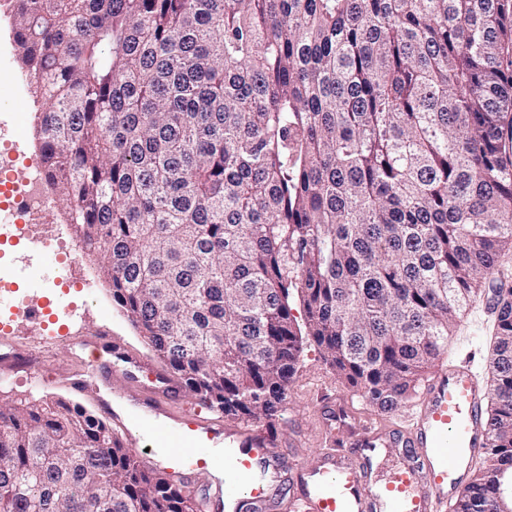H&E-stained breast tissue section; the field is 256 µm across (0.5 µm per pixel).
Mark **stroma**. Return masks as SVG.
Returning a JSON list of instances; mask_svg holds the SVG:
<instances>
[{
	"mask_svg": "<svg viewBox=\"0 0 512 512\" xmlns=\"http://www.w3.org/2000/svg\"><path fill=\"white\" fill-rule=\"evenodd\" d=\"M30 94L20 97L0 95V119L7 121L8 132L23 146L26 157L38 158L36 111ZM101 255H81L72 270L73 277L88 281L87 289L62 291L54 285L58 265L50 250L34 244L0 246V272L13 281L15 293L0 295V321L8 320L14 308L15 296L29 299L48 297L62 305L76 306V316L70 326V338L43 331L31 334L26 327L15 328L9 335L0 334V344H8L25 355L37 358L45 373L41 387H32L24 372L0 370V400L38 399L45 396H68L64 385L66 376L88 367L85 343L99 330H106L113 340L127 350L151 359L145 338L113 304L107 284L101 278ZM494 293L484 291L469 302L453 333L448 338L440 361L449 365L476 358L480 371H487L495 341V315L491 310ZM349 397L360 404L362 397L356 389L339 378L325 361L321 349L311 337H303L298 354L297 369L286 397V409L295 411L296 419L277 420L272 430L280 445L285 462H302L311 458L320 446L319 425L315 419L326 391Z\"/></svg>",
	"mask_w": 512,
	"mask_h": 512,
	"instance_id": "stroma-1",
	"label": "stroma"
}]
</instances>
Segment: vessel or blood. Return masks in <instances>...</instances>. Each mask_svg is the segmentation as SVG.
<instances>
[{
    "label": "vessel or blood",
    "instance_id": "obj_1",
    "mask_svg": "<svg viewBox=\"0 0 512 512\" xmlns=\"http://www.w3.org/2000/svg\"><path fill=\"white\" fill-rule=\"evenodd\" d=\"M51 315L65 323L73 317L36 301L18 318L38 332ZM94 343L111 345L105 333ZM111 347L113 377L143 390L130 402L113 396L106 406L114 432L145 466L175 477L178 488L195 489L206 478L198 512H447L489 445L491 392L469 364L439 368L425 381L405 431L341 402L336 417L353 421L357 455L326 448L296 469L283 463L270 433L217 411L204 416L179 407L183 382L161 364ZM128 402L129 412L123 409ZM295 481L301 492L281 500L280 488Z\"/></svg>",
    "mask_w": 512,
    "mask_h": 512
}]
</instances>
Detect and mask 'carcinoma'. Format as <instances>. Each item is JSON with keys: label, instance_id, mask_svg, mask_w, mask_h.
Returning a JSON list of instances; mask_svg holds the SVG:
<instances>
[{"label": "carcinoma", "instance_id": "carcinoma-1", "mask_svg": "<svg viewBox=\"0 0 512 512\" xmlns=\"http://www.w3.org/2000/svg\"><path fill=\"white\" fill-rule=\"evenodd\" d=\"M43 172L151 353L226 416L272 420L305 326L402 402L512 249V0H16ZM487 455L512 475V288ZM0 512H196L59 396L0 407Z\"/></svg>", "mask_w": 512, "mask_h": 512}]
</instances>
